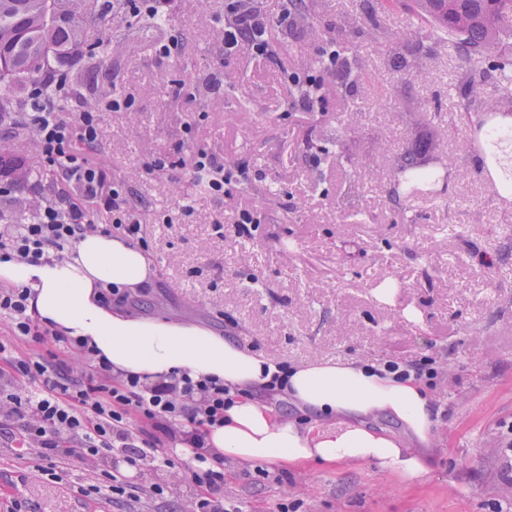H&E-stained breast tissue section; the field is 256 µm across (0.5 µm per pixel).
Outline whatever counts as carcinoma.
<instances>
[{"label":"carcinoma","mask_w":512,"mask_h":512,"mask_svg":"<svg viewBox=\"0 0 512 512\" xmlns=\"http://www.w3.org/2000/svg\"><path fill=\"white\" fill-rule=\"evenodd\" d=\"M392 5L414 15L420 29L395 54L396 64L408 68L427 54L432 45L452 43L469 64L458 80L463 109L473 105L472 74L486 61L500 87H512V0H392ZM98 0H0V120L18 111L14 88L44 78L50 61L76 56L84 48L83 24L95 13ZM432 149L415 143L395 160L390 200L404 206L409 193L434 185L454 164L448 158L438 165L425 160Z\"/></svg>","instance_id":"cac0c4a2"}]
</instances>
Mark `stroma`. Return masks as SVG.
I'll return each instance as SVG.
<instances>
[{
    "mask_svg": "<svg viewBox=\"0 0 512 512\" xmlns=\"http://www.w3.org/2000/svg\"><path fill=\"white\" fill-rule=\"evenodd\" d=\"M312 26H296L283 47L292 66L304 65L317 37L344 36L361 75L353 98L329 101L322 112H282L283 92L272 74L221 64L213 49L214 19L224 0H179L159 27L145 29L121 14L87 31V43L111 38L113 82L134 93L126 112L101 115L100 160L114 179H131L154 276L124 311L143 318L196 324L240 347L294 367L303 364L434 358L429 390L439 411L429 444L417 443L386 415L376 430L403 439L425 461L427 476L403 481L372 463L356 466H274L229 463L224 500L236 512H512V202L491 188L470 143L455 91L465 69L453 44L435 45L420 77L395 67L392 46L416 26L385 0H317ZM364 28L357 40L350 25ZM181 35L178 57L155 48ZM230 76L218 96L190 102L216 76ZM197 122L201 146L226 162H249L262 180L216 201L182 168L132 180L135 169L174 152L187 123ZM346 133L332 156L314 166L311 146ZM427 137L437 157H453L444 182L388 204L394 160L408 143ZM27 168L42 171V189L62 183L43 172L35 141L0 127ZM192 215L178 222V202ZM253 202L267 221L237 236V208ZM174 223H164V216ZM223 231H216V221ZM448 224L464 225L457 236ZM11 354L52 350L74 376H94L59 339L39 345L0 338ZM18 420L0 417V512H194L193 464L144 458L129 466L121 451L88 471L76 458L59 460V480L35 477L33 454L22 447ZM120 471L139 484L138 502L118 495L85 497L80 487ZM165 489L156 496L153 484Z\"/></svg>",
    "mask_w": 512,
    "mask_h": 512,
    "instance_id": "stroma-1",
    "label": "stroma"
}]
</instances>
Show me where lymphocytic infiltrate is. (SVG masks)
Instances as JSON below:
<instances>
[{
	"label": "lymphocytic infiltrate",
	"instance_id": "obj_1",
	"mask_svg": "<svg viewBox=\"0 0 512 512\" xmlns=\"http://www.w3.org/2000/svg\"><path fill=\"white\" fill-rule=\"evenodd\" d=\"M295 25L296 14L288 0H278L273 13L266 0H224V23L216 31L214 49L227 59L265 64L288 89L291 106L312 112L336 90V61L326 56L318 72L284 67L280 44ZM50 86L56 95L71 90L67 74L59 71L33 82L28 92L31 109L19 120L36 141L45 167L72 192L35 202L13 196L15 162L10 156L0 157V202L21 216L9 232L0 233V254L27 261L45 256L62 260L80 237L114 229L124 237L140 239L142 226L128 197V182L112 179L93 157L101 144L100 113L128 111L134 96L120 93L98 103L81 102L73 119L66 120L46 93ZM179 163L193 177L203 179L205 189L218 200L251 178L246 165L224 163L191 142ZM28 299L27 289L1 288L0 319L7 322L12 336L40 343L53 330L28 315ZM70 346L86 365L97 369V377L79 380L66 362L41 357L13 358L8 371L0 372V416L23 419L21 441L42 461V474L55 475L57 460L71 456L95 468L101 454L117 447L133 463L155 456L164 441L174 440L188 447L198 462L192 474L200 489L196 512H224V464L212 460L204 435L207 427L223 421L229 388L217 379L195 380L186 374L156 383L128 374L116 377L94 346L77 339ZM12 379L33 383L35 389L24 395L9 391ZM136 417L146 421V428L133 427Z\"/></svg>",
	"mask_w": 512,
	"mask_h": 512
}]
</instances>
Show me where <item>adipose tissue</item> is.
Instances as JSON below:
<instances>
[{
    "mask_svg": "<svg viewBox=\"0 0 512 512\" xmlns=\"http://www.w3.org/2000/svg\"><path fill=\"white\" fill-rule=\"evenodd\" d=\"M152 274L140 248L102 233L81 237L63 260L0 259V283L29 289V314L67 337L89 340L113 373L150 382L175 373L215 376L231 387L234 397L224 408L223 423L205 433L213 456L240 464L371 462L406 480L426 476L418 454L366 423L369 416L386 414L402 422L418 442L428 443L438 412L422 381L359 362L304 365L284 373L274 360L206 328L135 317L103 303L101 289L134 291ZM277 374L283 377L284 392L321 419V426L299 427L248 396V389L269 384Z\"/></svg>",
    "mask_w": 512,
    "mask_h": 512,
    "instance_id": "adipose-tissue-1",
    "label": "adipose tissue"
}]
</instances>
